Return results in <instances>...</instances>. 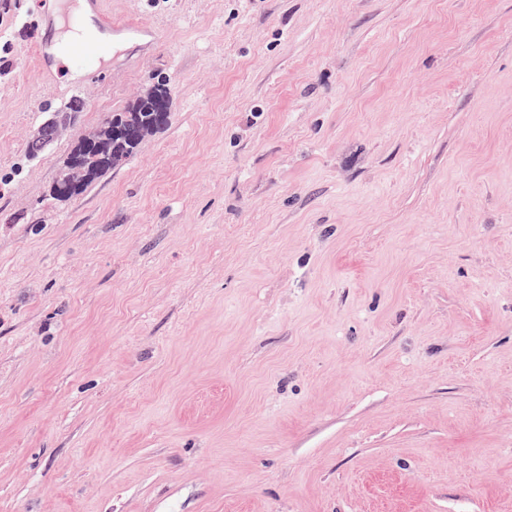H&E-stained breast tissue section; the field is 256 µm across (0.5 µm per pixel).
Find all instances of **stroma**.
<instances>
[{
    "label": "stroma",
    "instance_id": "1",
    "mask_svg": "<svg viewBox=\"0 0 512 512\" xmlns=\"http://www.w3.org/2000/svg\"><path fill=\"white\" fill-rule=\"evenodd\" d=\"M108 6L160 41L52 90L0 0V512H512V0ZM169 91L164 83L152 85L139 95L126 112H118L97 131L82 138L64 161L51 188L54 199L69 201L106 171L125 164L137 151L143 140L158 130L167 119ZM123 128L125 136L117 137L115 128ZM89 140L94 143L92 156L84 152ZM88 142V149H93ZM64 113L67 112H55L50 118L45 120L30 143V157H35L44 152V149L54 142L57 131L62 126L61 120H57V116Z\"/></svg>",
    "mask_w": 512,
    "mask_h": 512
}]
</instances>
